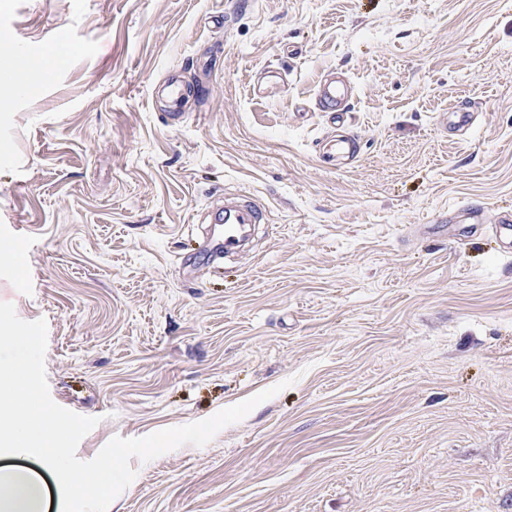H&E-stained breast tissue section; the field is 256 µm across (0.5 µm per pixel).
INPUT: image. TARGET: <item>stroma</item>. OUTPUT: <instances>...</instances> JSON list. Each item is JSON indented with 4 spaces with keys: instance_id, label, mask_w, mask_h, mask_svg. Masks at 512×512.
<instances>
[{
    "instance_id": "1",
    "label": "stroma",
    "mask_w": 512,
    "mask_h": 512,
    "mask_svg": "<svg viewBox=\"0 0 512 512\" xmlns=\"http://www.w3.org/2000/svg\"><path fill=\"white\" fill-rule=\"evenodd\" d=\"M0 302L45 320L76 455L291 385L107 512H512V0H0ZM282 76L272 98L250 88ZM346 73L352 164L320 80ZM190 86L165 116L169 77ZM462 104L466 131L443 123ZM265 208L208 261L225 195ZM480 209L483 227L448 221ZM27 269L12 284L9 251ZM65 51L63 49H54L45 58L40 68L30 67L24 60L18 58L14 69L12 70L11 83L15 87L27 86L33 87L37 84L40 74L49 68H52L63 61ZM357 151V145L353 138L340 136L333 140L330 153H326L324 162L331 165H340L345 159L353 158Z\"/></svg>"
}]
</instances>
